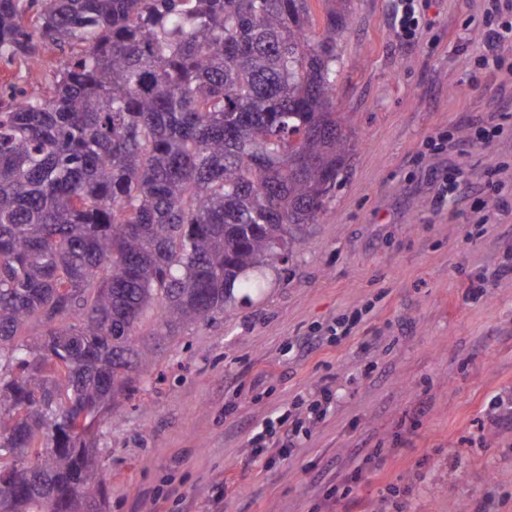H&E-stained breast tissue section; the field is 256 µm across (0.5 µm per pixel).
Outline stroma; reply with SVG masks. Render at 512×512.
I'll use <instances>...</instances> for the list:
<instances>
[{
  "mask_svg": "<svg viewBox=\"0 0 512 512\" xmlns=\"http://www.w3.org/2000/svg\"><path fill=\"white\" fill-rule=\"evenodd\" d=\"M395 0H352L335 106L355 149L323 218L230 315L162 346L150 382L121 421L102 426L106 512H512V425L488 401L512 390V124L493 147L460 131L512 115V48L478 63L486 0H419L422 34L402 43ZM40 64L0 63V86L43 87ZM466 192L435 206L436 176ZM489 223H482V216ZM490 281L483 296L467 290ZM360 314L340 343L338 319ZM317 336L322 347L302 345ZM331 409L285 462L252 461L255 420L315 385ZM362 467L351 499L328 483Z\"/></svg>",
  "mask_w": 512,
  "mask_h": 512,
  "instance_id": "35a3bbf8",
  "label": "stroma"
}]
</instances>
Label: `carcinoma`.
<instances>
[{"instance_id": "carcinoma-1", "label": "carcinoma", "mask_w": 512, "mask_h": 512, "mask_svg": "<svg viewBox=\"0 0 512 512\" xmlns=\"http://www.w3.org/2000/svg\"><path fill=\"white\" fill-rule=\"evenodd\" d=\"M312 2L0 0L1 59L63 52L0 102V512H105L95 426L327 210L351 0Z\"/></svg>"}]
</instances>
